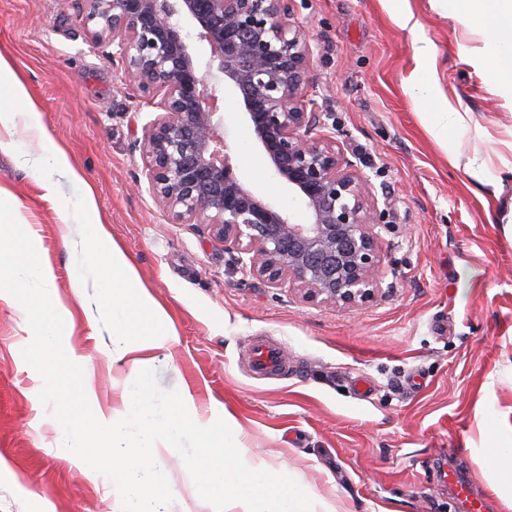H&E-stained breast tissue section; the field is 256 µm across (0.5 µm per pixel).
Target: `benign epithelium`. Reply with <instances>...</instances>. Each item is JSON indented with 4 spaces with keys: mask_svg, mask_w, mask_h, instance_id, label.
Returning <instances> with one entry per match:
<instances>
[{
    "mask_svg": "<svg viewBox=\"0 0 512 512\" xmlns=\"http://www.w3.org/2000/svg\"><path fill=\"white\" fill-rule=\"evenodd\" d=\"M295 0H80L84 24L112 38L126 79L161 96L142 144L151 194L174 224H204L235 262L306 303L373 302L384 249L368 177L336 141L313 135L321 113L305 98L310 41ZM192 21L210 47L200 75L183 36ZM229 85L275 174L304 205L301 224L236 176L217 84Z\"/></svg>",
    "mask_w": 512,
    "mask_h": 512,
    "instance_id": "obj_1",
    "label": "benign epithelium"
}]
</instances>
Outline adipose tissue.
I'll list each match as a JSON object with an SVG mask.
<instances>
[{
	"mask_svg": "<svg viewBox=\"0 0 512 512\" xmlns=\"http://www.w3.org/2000/svg\"><path fill=\"white\" fill-rule=\"evenodd\" d=\"M444 6L452 14L462 7L467 15L486 19V51L479 67L490 82L512 88V0H445ZM408 93L417 104L433 102V109L424 118L438 141L459 144L471 132L480 138L486 136V129L476 126L469 113L450 103L436 102L430 84L414 83ZM504 147L508 155L497 163L478 154L464 158L457 152L449 159L452 164H463L482 184L492 186L505 229L512 234V195L503 193L505 178L512 176V140ZM69 245L74 254L85 259L76 273V288L90 286L114 294L112 360L127 362L131 372L123 382L121 408L108 415L96 413L86 424L74 414L60 420L61 450L79 460L111 458L112 483L121 490L122 512H157L153 490L166 483L162 463L172 452V437L185 418L195 414L191 402L178 404L152 394L149 388L148 353L160 348L161 342L142 332L138 312L147 310L158 322L165 313L106 225H93L90 232L70 239ZM9 276L23 288L21 304L32 312L31 326L39 341L35 361L50 360L58 367L55 378L46 382L47 392H55L61 383L77 387L83 358L58 349L53 284L24 239L16 241ZM196 426L208 455L200 465L185 467L184 476L190 482L197 475L205 476L214 491L208 503L210 512H337L332 503L313 491L299 496L288 492L292 475L249 456L231 414H224L222 424L197 420Z\"/></svg>",
	"mask_w": 512,
	"mask_h": 512,
	"instance_id": "obj_1",
	"label": "adipose tissue"
}]
</instances>
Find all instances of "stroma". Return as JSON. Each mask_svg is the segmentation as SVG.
<instances>
[{
  "mask_svg": "<svg viewBox=\"0 0 512 512\" xmlns=\"http://www.w3.org/2000/svg\"><path fill=\"white\" fill-rule=\"evenodd\" d=\"M407 6L406 22L397 0L295 2L312 48L307 95L389 211L381 292L343 308L302 302L243 273L204 225L172 223L148 191L141 150L156 100L125 79L111 43L96 42L73 0H0V56L41 118L39 129L17 130V149L0 150V215L23 221L35 259L54 276L59 348L85 359L83 394L48 397L46 371L32 361L30 313L8 276L15 236L0 235V286L9 290L0 297V512L121 508L108 464L83 465L59 448L57 413L74 400L111 413L123 379L104 348L111 294L91 320L73 290L65 241L76 222L108 225L167 315L175 340L151 353L153 391L191 395L205 418L228 409L251 454L300 476L295 492L313 490L339 512H466L441 478L452 466L483 497L484 512H512L485 477L496 450L512 448V237L490 186L449 163L407 89L429 82L488 131L465 140L468 155L502 151L512 90L476 64L483 20L448 18L436 0ZM417 35L433 58L424 72L414 61ZM223 112L240 181L307 222L233 92ZM45 142L66 150L93 189L94 211L80 210L78 187L61 173L45 199L41 173L23 162ZM254 340L279 345L285 370L254 374ZM360 377L373 385L368 395L355 386ZM175 442L166 464L176 477L158 490L159 503L210 498L206 484L178 475L201 453L196 430L185 427Z\"/></svg>",
  "mask_w": 512,
  "mask_h": 512,
  "instance_id": "35a3bbf8",
  "label": "stroma"
}]
</instances>
